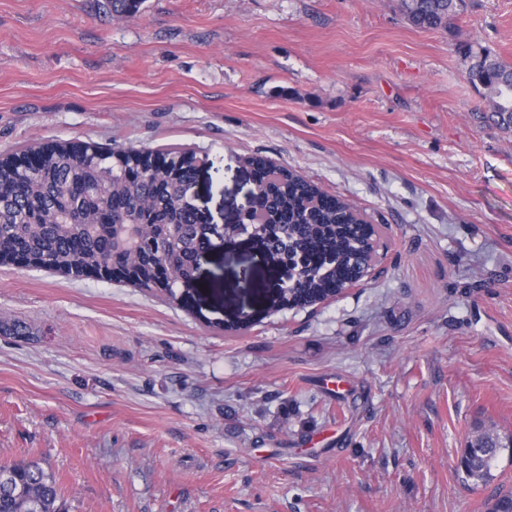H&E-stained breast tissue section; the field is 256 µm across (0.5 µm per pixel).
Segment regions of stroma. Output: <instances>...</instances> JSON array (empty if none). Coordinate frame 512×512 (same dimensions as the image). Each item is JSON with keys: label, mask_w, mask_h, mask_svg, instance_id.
I'll list each match as a JSON object with an SVG mask.
<instances>
[{"label": "stroma", "mask_w": 512, "mask_h": 512, "mask_svg": "<svg viewBox=\"0 0 512 512\" xmlns=\"http://www.w3.org/2000/svg\"><path fill=\"white\" fill-rule=\"evenodd\" d=\"M512 64V0L445 30L398 0H0V153L188 149L201 207L245 206L248 157L379 229L368 278L273 310L246 238L174 294L0 266V460L38 458L68 512H489L476 430L512 434V129L467 47ZM499 448H489L483 455L462 457L456 465V472L461 481L468 486L479 487L492 481L496 475L492 470L501 449L511 448L512 440L508 438L501 442Z\"/></svg>", "instance_id": "stroma-1"}]
</instances>
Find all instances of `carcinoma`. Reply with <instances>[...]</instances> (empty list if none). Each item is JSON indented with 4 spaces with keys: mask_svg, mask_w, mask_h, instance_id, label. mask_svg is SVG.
Wrapping results in <instances>:
<instances>
[{
    "mask_svg": "<svg viewBox=\"0 0 512 512\" xmlns=\"http://www.w3.org/2000/svg\"><path fill=\"white\" fill-rule=\"evenodd\" d=\"M144 0H109L117 16L133 17ZM464 0H399L414 27L441 30ZM467 77L491 103L490 119L512 126V65L482 48L469 52ZM115 151L82 142L27 146L0 156V264L46 269L100 281H126L168 294L194 280L193 257L212 245L198 227L191 194L200 160L186 150ZM248 164L258 177V205L267 223L255 225L259 246L273 250L274 268L296 272L284 300L314 304L336 294L352 265L368 258L378 229L357 211L295 171L260 156ZM500 449L464 456L461 481L485 485ZM0 512H67L55 476L37 459L0 462Z\"/></svg>",
    "mask_w": 512,
    "mask_h": 512,
    "instance_id": "cac0c4a2",
    "label": "carcinoma"
}]
</instances>
